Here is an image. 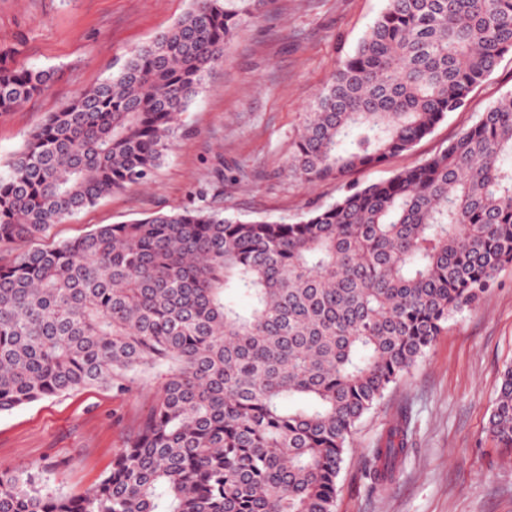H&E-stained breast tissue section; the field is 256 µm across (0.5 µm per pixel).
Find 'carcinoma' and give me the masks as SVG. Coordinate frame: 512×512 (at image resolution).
I'll return each instance as SVG.
<instances>
[{"mask_svg": "<svg viewBox=\"0 0 512 512\" xmlns=\"http://www.w3.org/2000/svg\"><path fill=\"white\" fill-rule=\"evenodd\" d=\"M273 0H192L119 69L36 127L0 175V412L160 380L110 470L81 494L0 470V512H335L349 437L512 263V94L391 178L512 52V0H385L305 113L289 168L343 193L292 222L156 212L33 247L162 165L238 30ZM0 50V113L54 72ZM487 436L512 448V366ZM402 415L371 488L409 452Z\"/></svg>", "mask_w": 512, "mask_h": 512, "instance_id": "obj_1", "label": "carcinoma"}]
</instances>
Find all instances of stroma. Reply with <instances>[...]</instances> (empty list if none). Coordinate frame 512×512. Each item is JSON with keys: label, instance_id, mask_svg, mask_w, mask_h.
<instances>
[{"label": "stroma", "instance_id": "35a3bbf8", "mask_svg": "<svg viewBox=\"0 0 512 512\" xmlns=\"http://www.w3.org/2000/svg\"><path fill=\"white\" fill-rule=\"evenodd\" d=\"M190 6L191 0H0V47L26 35V63L55 72L49 91L0 114V172L48 113L108 78L115 62L168 30ZM383 6L384 0H277L273 12L242 28L226 49L184 116L179 146L151 180L53 225L48 242L176 208L290 221L334 202L340 182L307 184L287 167L305 112ZM508 93L512 53L466 107L449 113L412 151L353 173L352 181L385 180L420 163ZM508 365L512 264L362 418L337 478L336 512H512V449L483 432ZM159 385L148 379L126 395L88 387L0 413V469L35 468L62 492H83L109 470L113 451ZM403 412L415 425L410 452L395 480L371 491L370 450Z\"/></svg>", "mask_w": 512, "mask_h": 512}]
</instances>
